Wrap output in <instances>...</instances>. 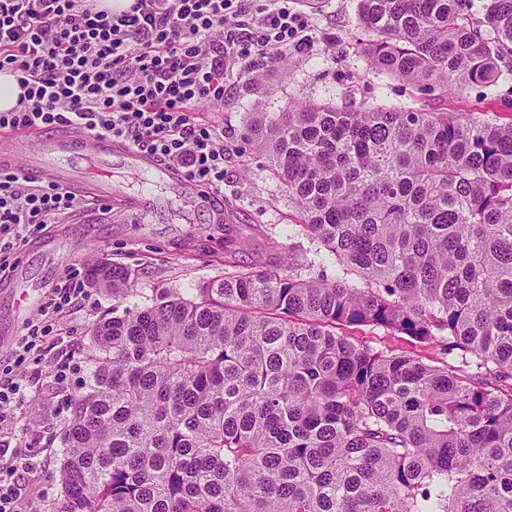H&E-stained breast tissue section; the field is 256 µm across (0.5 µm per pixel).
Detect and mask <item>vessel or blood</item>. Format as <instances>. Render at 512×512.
Instances as JSON below:
<instances>
[{"label":"vessel or blood","instance_id":"vessel-or-blood-1","mask_svg":"<svg viewBox=\"0 0 512 512\" xmlns=\"http://www.w3.org/2000/svg\"><path fill=\"white\" fill-rule=\"evenodd\" d=\"M15 164L27 177L65 188L83 181L92 182L93 199L105 203L123 192L112 177L117 169L148 185L171 188L184 203L198 202L194 181L173 180L169 169L149 155L109 141L86 142L75 130L42 137L30 151L26 150L22 137L0 133V168L8 170Z\"/></svg>","mask_w":512,"mask_h":512}]
</instances>
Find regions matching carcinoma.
<instances>
[{"mask_svg":"<svg viewBox=\"0 0 512 512\" xmlns=\"http://www.w3.org/2000/svg\"><path fill=\"white\" fill-rule=\"evenodd\" d=\"M469 2L359 0L369 65L496 81L512 0ZM249 140L314 250L93 326L54 512H512V122L290 104ZM88 277L131 287L117 264ZM355 340L366 343L377 349H394L395 351L415 352L423 357L436 355L438 351H424L418 346H413L407 336H393L382 328L353 329L349 331Z\"/></svg>","mask_w":512,"mask_h":512,"instance_id":"obj_1","label":"carcinoma"}]
</instances>
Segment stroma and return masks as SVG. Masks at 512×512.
Segmentation results:
<instances>
[{"label":"stroma","mask_w":512,"mask_h":512,"mask_svg":"<svg viewBox=\"0 0 512 512\" xmlns=\"http://www.w3.org/2000/svg\"><path fill=\"white\" fill-rule=\"evenodd\" d=\"M307 23L309 48L280 52L278 62L264 70L261 81L248 72L229 77L224 109L211 113L223 123L228 151L224 169L225 224H217L209 206L175 216L173 192L159 193L150 224H118L115 211L131 205L138 186L103 205L90 199L87 186L76 187L81 204L66 224L39 233L15 256L13 266L0 274V362L11 361L14 341L24 334L31 310L20 305L23 296L43 302L64 270L87 271L93 262L128 267L132 288L125 298L90 289L76 308L56 322L53 349L41 363L42 378L31 386L17 409V433H29L24 453L37 465L36 490L28 512H52L59 489L57 459L60 432L68 416L67 400L89 383L95 351L91 330L112 316L113 308L136 309L152 304L161 291L186 293L223 278L224 240L233 238L235 259L244 266L273 262L276 252L267 244L275 238L283 247L309 248L304 237L289 236L288 195L269 171L264 153L244 136L255 113L273 118L288 103H331L344 106L380 104L391 108H441L466 116L512 121V74L497 83L473 85L462 91H423L393 75L372 68L361 53L369 39L359 23V0H290ZM65 370L64 385H56V370Z\"/></svg>","instance_id":"1"}]
</instances>
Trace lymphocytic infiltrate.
<instances>
[{
  "mask_svg": "<svg viewBox=\"0 0 512 512\" xmlns=\"http://www.w3.org/2000/svg\"><path fill=\"white\" fill-rule=\"evenodd\" d=\"M306 26L288 0L251 13L244 0H133L111 13L96 0H0V71L22 88L0 112V131L74 127L166 162L178 174L224 191V127L197 115L224 109V79L253 54L278 60L305 46ZM77 208L75 195L18 171H0V274L50 224ZM87 277L64 271L16 338V364L40 362L56 318L85 293ZM38 373L0 367V430L11 425ZM28 465L0 440V512H22Z\"/></svg>",
  "mask_w": 512,
  "mask_h": 512,
  "instance_id": "lymphocytic-infiltrate-1",
  "label": "lymphocytic infiltrate"
}]
</instances>
